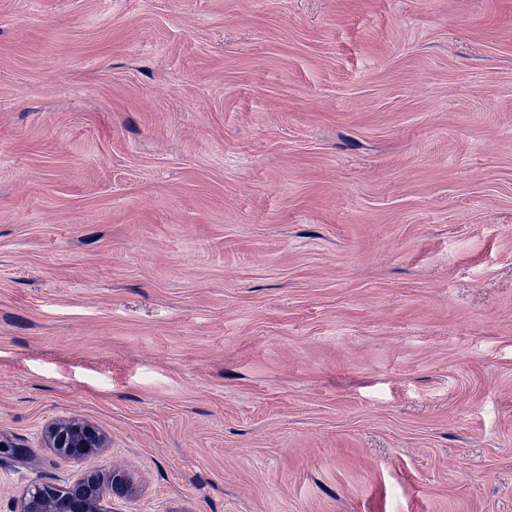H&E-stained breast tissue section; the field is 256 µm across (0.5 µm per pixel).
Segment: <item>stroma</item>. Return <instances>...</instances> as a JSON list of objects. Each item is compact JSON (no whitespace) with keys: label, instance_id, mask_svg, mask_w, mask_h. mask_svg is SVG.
<instances>
[{"label":"stroma","instance_id":"1","mask_svg":"<svg viewBox=\"0 0 512 512\" xmlns=\"http://www.w3.org/2000/svg\"><path fill=\"white\" fill-rule=\"evenodd\" d=\"M0 440V512H512V0H0ZM43 442L59 455L86 462L106 447V438L96 426L75 416L56 419L43 431ZM127 494L132 490L130 480L113 471L104 475L87 470L81 477L65 485L35 483L21 495L14 512H112L104 504L106 488Z\"/></svg>","mask_w":512,"mask_h":512}]
</instances>
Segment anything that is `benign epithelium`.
Here are the masks:
<instances>
[{"label": "benign epithelium", "instance_id": "7a95c632", "mask_svg": "<svg viewBox=\"0 0 512 512\" xmlns=\"http://www.w3.org/2000/svg\"><path fill=\"white\" fill-rule=\"evenodd\" d=\"M46 447L77 462H86L106 447L96 426L75 416L56 419L43 431ZM127 494L130 480L120 472L104 475L95 470L65 485L35 483L21 495L14 512H112L104 504L106 488Z\"/></svg>", "mask_w": 512, "mask_h": 512}]
</instances>
